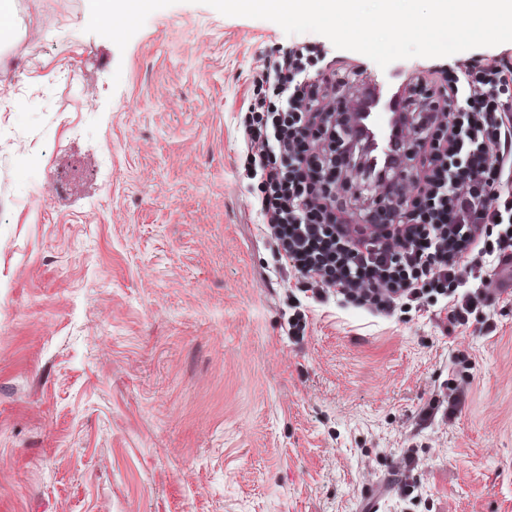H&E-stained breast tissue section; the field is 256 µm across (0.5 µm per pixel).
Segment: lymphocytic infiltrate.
<instances>
[{
    "label": "lymphocytic infiltrate",
    "instance_id": "lymphocytic-infiltrate-1",
    "mask_svg": "<svg viewBox=\"0 0 512 512\" xmlns=\"http://www.w3.org/2000/svg\"><path fill=\"white\" fill-rule=\"evenodd\" d=\"M403 115L387 169L364 170L348 114L373 100L364 70L316 44L266 55L243 127L255 211L313 297L374 316L435 298L449 327L503 300L490 273L512 266V55L400 74Z\"/></svg>",
    "mask_w": 512,
    "mask_h": 512
}]
</instances>
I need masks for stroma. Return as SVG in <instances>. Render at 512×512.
Listing matches in <instances>:
<instances>
[{
	"mask_svg": "<svg viewBox=\"0 0 512 512\" xmlns=\"http://www.w3.org/2000/svg\"><path fill=\"white\" fill-rule=\"evenodd\" d=\"M10 3L0 512H362L409 454L410 512H512V303L485 309L488 335L448 331L426 300L392 317L314 303L253 212L259 58L300 40L381 68L200 0L123 50L86 32L88 0Z\"/></svg>",
	"mask_w": 512,
	"mask_h": 512,
	"instance_id": "obj_1",
	"label": "stroma"
}]
</instances>
